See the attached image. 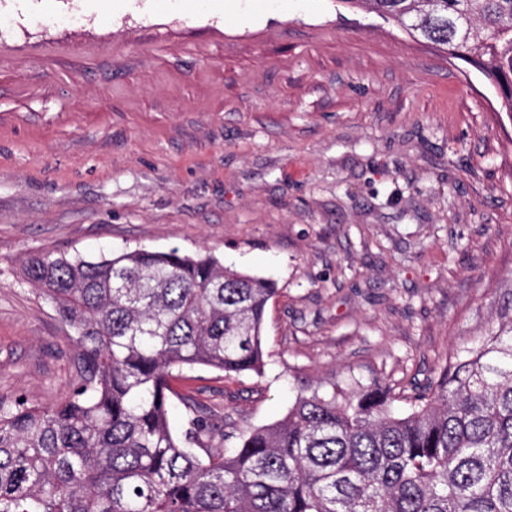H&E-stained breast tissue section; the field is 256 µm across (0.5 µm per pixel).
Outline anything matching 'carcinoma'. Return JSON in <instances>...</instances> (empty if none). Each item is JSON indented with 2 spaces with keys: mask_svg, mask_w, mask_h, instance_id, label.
Segmentation results:
<instances>
[{
  "mask_svg": "<svg viewBox=\"0 0 512 512\" xmlns=\"http://www.w3.org/2000/svg\"><path fill=\"white\" fill-rule=\"evenodd\" d=\"M480 71L512 118V0H339ZM26 280L80 350L59 404L0 399V512H512V320L394 413L388 388L299 396L281 420L202 459L210 425L168 418L172 380L262 373L276 293L213 256L45 249Z\"/></svg>",
  "mask_w": 512,
  "mask_h": 512,
  "instance_id": "cac0c4a2",
  "label": "carcinoma"
}]
</instances>
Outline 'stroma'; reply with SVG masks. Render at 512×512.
<instances>
[{"label":"stroma","instance_id":"35a3bbf8","mask_svg":"<svg viewBox=\"0 0 512 512\" xmlns=\"http://www.w3.org/2000/svg\"><path fill=\"white\" fill-rule=\"evenodd\" d=\"M178 249L266 277L262 375L175 381L211 450L297 395L399 413L512 319V119L471 65L337 0H0V397L78 348L22 265Z\"/></svg>","mask_w":512,"mask_h":512}]
</instances>
